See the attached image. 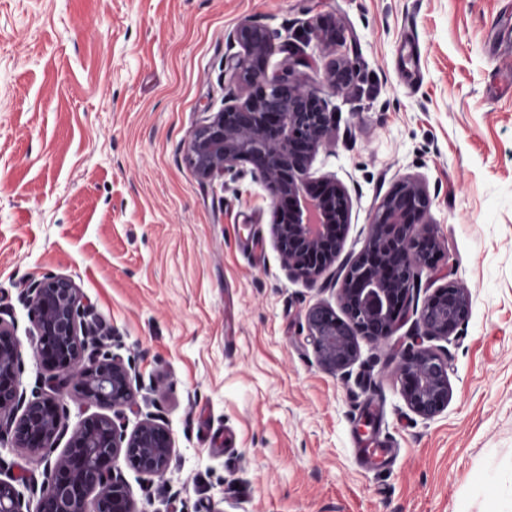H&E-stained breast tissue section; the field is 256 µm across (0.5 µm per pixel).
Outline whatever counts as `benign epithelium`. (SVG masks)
<instances>
[{"label":"benign epithelium","mask_w":512,"mask_h":512,"mask_svg":"<svg viewBox=\"0 0 512 512\" xmlns=\"http://www.w3.org/2000/svg\"><path fill=\"white\" fill-rule=\"evenodd\" d=\"M244 52L226 60L233 77L250 92L195 129L187 158L202 178L234 171L249 161L273 193L278 211L273 234L288 274L315 283L336 261L344 317L317 303L305 315L321 365L346 372L359 354V339L381 342L405 321L420 271L435 267L442 254L434 225L424 222L430 200L426 189L408 179L375 209L370 232L356 254L344 251L350 201L345 187L325 178L314 189L310 167L336 124L320 90L264 66L273 49L260 24L240 26L233 35ZM351 72L339 59L325 74L335 91ZM31 320L34 352L53 371L47 389L26 394L21 345L12 320L0 316V445L39 454L41 478L19 480L0 460V512H138L119 462L151 482L167 474L174 450L163 419L148 413L133 429L126 409H137L143 389L132 365L108 350L111 329L102 322L75 281L46 274L23 293ZM464 291L448 282L422 306L423 335L449 338L468 319ZM408 408L432 418L448 407L452 389L448 360L429 347H411L400 358ZM69 388L99 411L68 431L69 409L61 389ZM64 448H59L61 440ZM38 496L36 510L26 494Z\"/></svg>","instance_id":"benign-epithelium-1"}]
</instances>
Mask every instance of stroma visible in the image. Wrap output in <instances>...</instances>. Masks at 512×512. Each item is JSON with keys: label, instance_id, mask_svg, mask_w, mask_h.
<instances>
[{"label": "stroma", "instance_id": "35a3bbf8", "mask_svg": "<svg viewBox=\"0 0 512 512\" xmlns=\"http://www.w3.org/2000/svg\"><path fill=\"white\" fill-rule=\"evenodd\" d=\"M248 20L276 45L268 72L323 86L336 58L351 65L346 89L323 87L337 121L311 173L344 184L354 252L379 202L422 182L444 256L415 298L465 288L456 336L410 319L361 341L348 373L320 365L305 315L339 308L335 270L289 275L250 162L204 179L187 160L225 95L248 94L224 68ZM332 25L343 40L326 48ZM511 28L512 0H0V309L27 390L48 374L29 281L70 276L111 327L110 351L152 388L140 413L174 440L167 486L121 467L139 512H512V76L497 67ZM419 342L448 359L452 397L432 418L396 371ZM372 401L398 454L367 472L353 439Z\"/></svg>", "mask_w": 512, "mask_h": 512}]
</instances>
